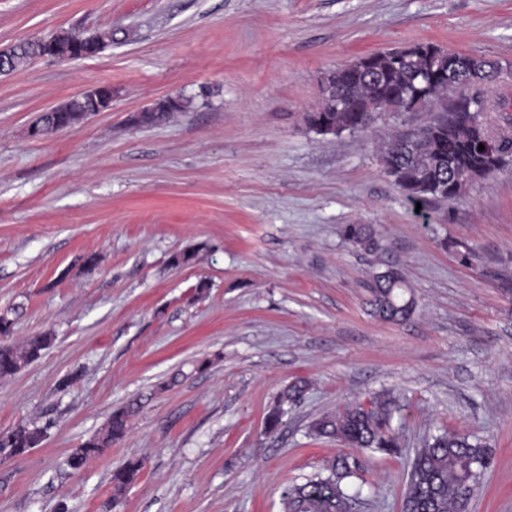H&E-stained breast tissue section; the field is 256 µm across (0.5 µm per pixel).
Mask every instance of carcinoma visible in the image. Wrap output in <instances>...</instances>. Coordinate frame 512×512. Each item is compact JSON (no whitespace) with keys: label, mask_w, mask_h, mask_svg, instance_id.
<instances>
[{"label":"carcinoma","mask_w":512,"mask_h":512,"mask_svg":"<svg viewBox=\"0 0 512 512\" xmlns=\"http://www.w3.org/2000/svg\"><path fill=\"white\" fill-rule=\"evenodd\" d=\"M410 63L401 59V49L371 53L336 67L327 76L330 86L343 94L355 111H338L331 98L324 97L320 108L307 117L309 125L322 119L336 132L359 131L367 127L372 112L435 111L433 121L408 134L397 137L383 155L386 173L403 191L409 192L412 203L428 204L433 200H454L472 182L499 170L512 158V131H500L498 158H491L478 145L489 134L485 126L478 131L469 110L481 89L498 76V66L475 59L463 52L448 51V64L456 69L455 76L443 82L437 78L428 84H417L414 75L430 71L435 54L444 48L431 42L414 44ZM39 56V47L23 42L12 49L8 70L24 68ZM189 100L174 98L171 106L159 104L134 117L140 126H152L183 112ZM84 118L80 102L73 100L61 112H44L34 122L41 129L63 125L70 127ZM346 237L365 248L376 246L371 229L352 225ZM407 285L402 274L387 270L376 274L371 283L372 306L384 320L408 318L414 302L406 297ZM52 343L48 334H37L19 343H0V379L12 377L40 359ZM307 391L301 380L287 386L264 420L265 432L279 431L288 406L296 403ZM134 412L131 405L114 410L100 431L87 440L68 458L74 470L99 455L126 434ZM395 403L378 395L365 403L357 400L338 414L324 415L312 422L310 431L319 437L334 438L354 448H367L386 454L398 451L392 419ZM46 435V427H17L0 431V459H14L28 454ZM488 449L469 438L444 432L428 439L412 463L408 474L404 508L409 512H464V494L474 495L483 471L489 466ZM143 463L129 460L112 474L114 495L122 494L139 476ZM358 465L349 457L333 458L328 474H318L302 484H295L282 494L284 512H351L353 496L342 484L357 476Z\"/></svg>","instance_id":"1"}]
</instances>
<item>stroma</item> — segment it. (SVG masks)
<instances>
[{
	"instance_id": "35a3bbf8",
	"label": "stroma",
	"mask_w": 512,
	"mask_h": 512,
	"mask_svg": "<svg viewBox=\"0 0 512 512\" xmlns=\"http://www.w3.org/2000/svg\"><path fill=\"white\" fill-rule=\"evenodd\" d=\"M108 29L95 58L0 74V313L18 310L13 341L53 337L0 379V431L47 429L0 461V512H283L284 488L341 454L360 463L352 512H402L417 451L444 430L491 450L469 512H512V161L419 211L381 150L431 112L336 136L306 121L325 72L421 41L498 62L485 94L512 96V0H0V48ZM100 85L111 110L29 137ZM179 95L192 105L175 119L132 123ZM389 267L416 302L400 322L369 305ZM298 379L306 394L267 435ZM379 393L398 407V453L311 434ZM131 403L126 435L70 469ZM130 459L144 468L113 497ZM307 387L305 381L297 380L283 390L275 406L269 410L265 417L264 427L267 434H275L279 431L283 418L288 413L286 407L302 399Z\"/></svg>"
}]
</instances>
